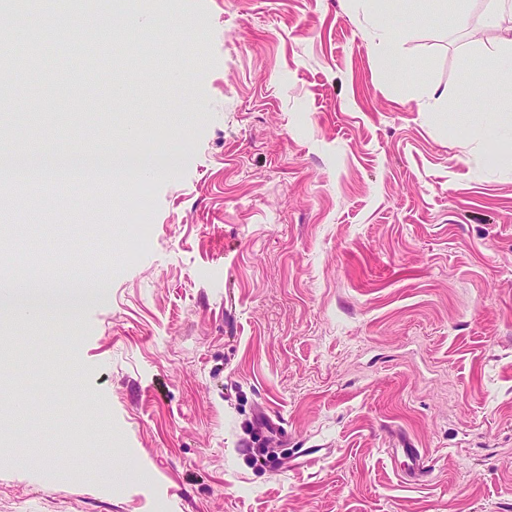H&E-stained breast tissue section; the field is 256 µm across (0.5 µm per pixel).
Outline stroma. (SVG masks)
<instances>
[{
    "label": "stroma",
    "mask_w": 512,
    "mask_h": 512,
    "mask_svg": "<svg viewBox=\"0 0 512 512\" xmlns=\"http://www.w3.org/2000/svg\"><path fill=\"white\" fill-rule=\"evenodd\" d=\"M485 5L475 38L390 17L400 80L353 0H116L163 25L76 10L60 49L8 13L0 147L142 166L0 208L1 265L37 233L89 290L0 318V512H512V140L471 133L512 92L484 83ZM78 155L81 157H88L98 159L101 163L96 165H91L84 168H93L97 169L107 175L111 176L112 174L124 173L129 169L134 168L133 159L130 156L120 155V154H103V155H91L86 152L80 151ZM403 454L405 457L410 461L411 469L409 473L406 474V477H408L413 482H424L427 480L431 469L430 466L423 461L424 455L420 452L417 448H402Z\"/></svg>",
    "instance_id": "1"
}]
</instances>
